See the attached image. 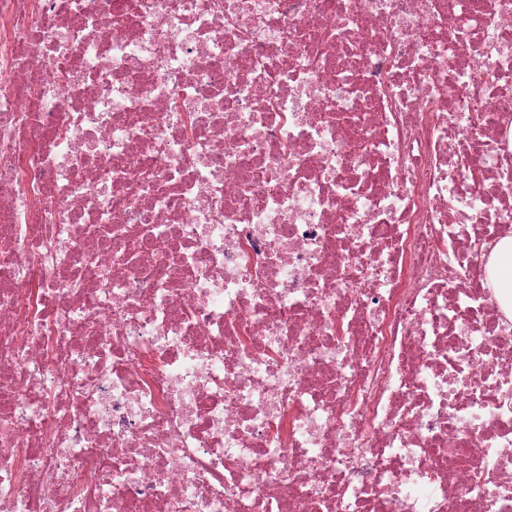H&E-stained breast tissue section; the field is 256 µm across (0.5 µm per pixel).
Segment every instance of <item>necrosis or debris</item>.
<instances>
[{
    "instance_id": "obj_1",
    "label": "necrosis or debris",
    "mask_w": 512,
    "mask_h": 512,
    "mask_svg": "<svg viewBox=\"0 0 512 512\" xmlns=\"http://www.w3.org/2000/svg\"><path fill=\"white\" fill-rule=\"evenodd\" d=\"M512 0H0V512H512Z\"/></svg>"
}]
</instances>
